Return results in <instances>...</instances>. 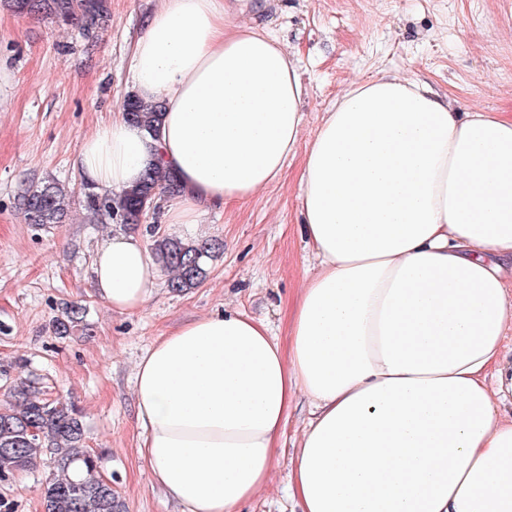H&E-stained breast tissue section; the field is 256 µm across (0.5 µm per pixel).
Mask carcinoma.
<instances>
[{"mask_svg":"<svg viewBox=\"0 0 512 512\" xmlns=\"http://www.w3.org/2000/svg\"><path fill=\"white\" fill-rule=\"evenodd\" d=\"M20 14L41 16L63 25H74L89 35L105 23L107 0H10ZM125 118L148 131H158L163 120L161 102L145 103L135 95L124 100ZM181 192L176 176L150 167L135 185L117 195L89 189L84 194L88 212L105 222L117 221L130 229L140 226L144 212L158 208V200ZM72 192L55 180H47L21 195L27 223L61 224L70 213ZM152 251L170 278L168 287L182 293L198 287L206 278L208 261L224 251L220 239L184 240L162 235L149 224ZM61 337L91 331L87 308L67 303L52 319ZM44 455L50 456L55 473L41 489L44 512H124L112 485L98 479L100 455L88 449L83 416L68 398H48L31 382L21 379L0 404V480L25 470Z\"/></svg>","mask_w":512,"mask_h":512,"instance_id":"obj_1","label":"carcinoma"}]
</instances>
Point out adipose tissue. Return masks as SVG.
Masks as SVG:
<instances>
[{
  "instance_id": "1",
  "label": "adipose tissue",
  "mask_w": 512,
  "mask_h": 512,
  "mask_svg": "<svg viewBox=\"0 0 512 512\" xmlns=\"http://www.w3.org/2000/svg\"><path fill=\"white\" fill-rule=\"evenodd\" d=\"M163 101L158 135L123 117L72 168L120 192L150 165L181 191L165 224H200L302 155L318 259L280 344L228 309L184 323L136 366L138 453L182 512H239L269 481L298 397L313 411L289 490L301 512H512V115L457 110L416 79L352 82L301 144L304 86L271 33L224 0H161L131 52ZM112 311L144 309L160 268L112 236L92 264Z\"/></svg>"
}]
</instances>
